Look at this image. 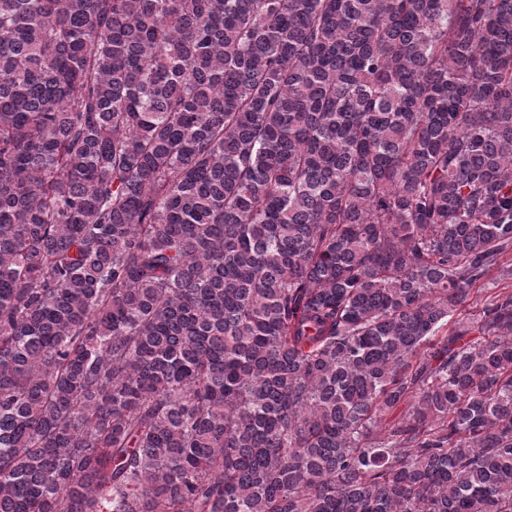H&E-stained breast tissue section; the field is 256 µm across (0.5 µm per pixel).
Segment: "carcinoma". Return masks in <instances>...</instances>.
Listing matches in <instances>:
<instances>
[{"instance_id":"obj_1","label":"carcinoma","mask_w":512,"mask_h":512,"mask_svg":"<svg viewBox=\"0 0 512 512\" xmlns=\"http://www.w3.org/2000/svg\"><path fill=\"white\" fill-rule=\"evenodd\" d=\"M509 280L512 0H0V512H512Z\"/></svg>"}]
</instances>
